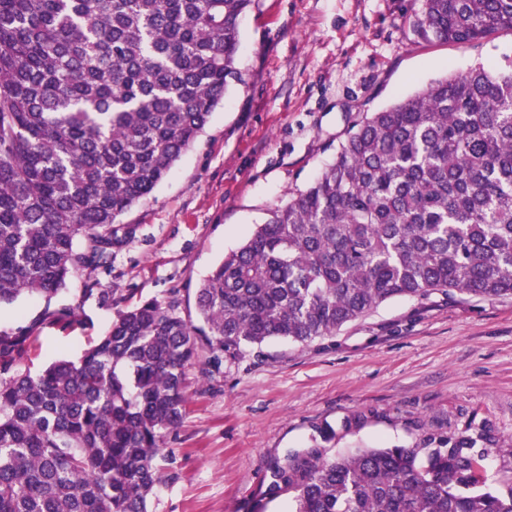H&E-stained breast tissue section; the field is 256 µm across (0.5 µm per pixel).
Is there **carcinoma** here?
Listing matches in <instances>:
<instances>
[{
	"label": "carcinoma",
	"instance_id": "1",
	"mask_svg": "<svg viewBox=\"0 0 512 512\" xmlns=\"http://www.w3.org/2000/svg\"><path fill=\"white\" fill-rule=\"evenodd\" d=\"M254 0H0V306L49 302L111 269L150 197L246 83ZM426 40L512 32V0H421ZM512 296V64L449 74L374 112L321 174L268 213L196 292L117 312L76 359L14 372L32 327L0 331V512H149L186 367L271 339L333 335L396 297ZM464 434L412 448L318 447L270 467L293 512H512Z\"/></svg>",
	"mask_w": 512,
	"mask_h": 512
}]
</instances>
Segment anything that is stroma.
I'll use <instances>...</instances> for the list:
<instances>
[{
	"label": "stroma",
	"instance_id": "35a3bbf8",
	"mask_svg": "<svg viewBox=\"0 0 512 512\" xmlns=\"http://www.w3.org/2000/svg\"><path fill=\"white\" fill-rule=\"evenodd\" d=\"M419 0H254L240 18L233 87L203 132L147 200L122 221L136 237L109 271L76 273L52 301L21 296L0 307V330L32 325L20 370L77 359L116 310L195 294L224 255L269 211L332 162L371 113L450 73L512 57V33L461 46L421 39ZM98 288L86 292L88 279ZM67 326L37 323L44 305ZM181 425L164 438L150 512H291L293 491L267 496L269 467L336 430L323 456L411 447L426 432L487 436L486 484L512 486V297L395 298L336 335L309 344L272 339L214 364L201 349L186 368ZM357 426L344 428L348 419Z\"/></svg>",
	"mask_w": 512,
	"mask_h": 512
}]
</instances>
